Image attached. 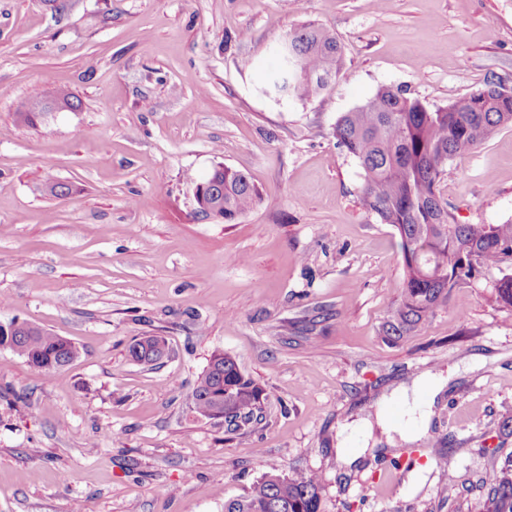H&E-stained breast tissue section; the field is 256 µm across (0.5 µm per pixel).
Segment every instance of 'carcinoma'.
I'll list each match as a JSON object with an SVG mask.
<instances>
[{"instance_id":"carcinoma-1","label":"carcinoma","mask_w":512,"mask_h":512,"mask_svg":"<svg viewBox=\"0 0 512 512\" xmlns=\"http://www.w3.org/2000/svg\"><path fill=\"white\" fill-rule=\"evenodd\" d=\"M288 58L272 90L279 97L302 101L319 96L343 67V51L335 33L305 24L288 34ZM494 80L444 106H428L406 90L383 85L362 105L341 115L333 128L339 146L364 171L363 206L400 237L404 288L391 304L381 333L396 342L419 331L427 318L453 300L488 267L512 262V220L503 224H459L438 192L448 162L490 140L512 125V99ZM71 93L59 91L49 101H35L18 113L34 125L55 109L74 111ZM205 202L230 223L259 200L257 187L244 173L216 167L206 180ZM493 299L512 309V274L494 286ZM11 349L32 367L52 371L69 364L78 349L68 340L23 323ZM264 392L224 353L211 356L190 398L192 410L211 418L224 404L225 422L236 428L257 420ZM322 476L284 471L278 466L247 493L224 503V512H320ZM485 512H512V460L489 478Z\"/></svg>"}]
</instances>
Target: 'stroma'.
Returning a JSON list of instances; mask_svg holds the SVG:
<instances>
[{
	"mask_svg": "<svg viewBox=\"0 0 512 512\" xmlns=\"http://www.w3.org/2000/svg\"><path fill=\"white\" fill-rule=\"evenodd\" d=\"M307 23L336 33L343 77L266 95ZM491 79L512 85V0H0V324L79 349L48 375L0 347V512H224L271 464L320 473L321 512H484L512 457L502 272L386 340L400 238L332 131L382 85L433 106ZM59 89L80 107L19 121ZM218 165L261 196L229 223L193 216ZM439 191L458 223L512 219V126ZM148 335L168 350L144 365ZM216 352L267 394L237 431L189 408ZM421 377L445 383L427 429L386 436L387 397Z\"/></svg>",
	"mask_w": 512,
	"mask_h": 512,
	"instance_id": "obj_1",
	"label": "stroma"
}]
</instances>
